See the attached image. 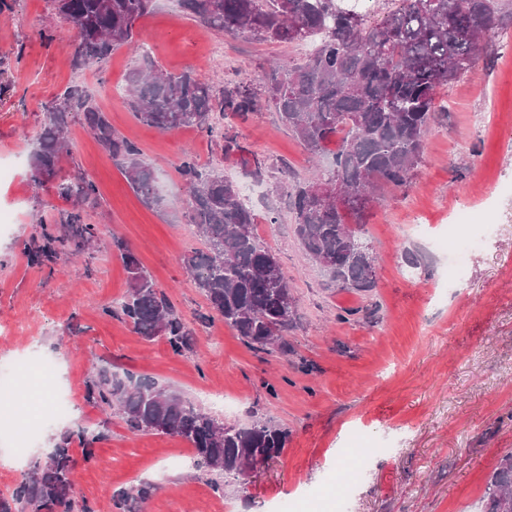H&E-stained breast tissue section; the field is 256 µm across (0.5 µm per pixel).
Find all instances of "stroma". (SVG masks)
Listing matches in <instances>:
<instances>
[{"mask_svg":"<svg viewBox=\"0 0 512 512\" xmlns=\"http://www.w3.org/2000/svg\"><path fill=\"white\" fill-rule=\"evenodd\" d=\"M483 45L474 67L441 89L447 109L424 138L410 186L387 190L368 209L365 239L378 260L374 288L359 292L330 285L299 245L288 187L307 178L312 162L276 112L262 105L247 119L225 118L242 147L228 156L197 130L144 125L126 100L128 75L146 55L166 71H194L219 93L235 82L262 86L270 61L299 62L312 42L227 35L188 16L179 0H155L133 46L75 69L78 42L52 0H9L0 9V211L12 222L0 228V323L15 332L0 335V363L27 358L34 345L56 364L55 376L36 372L19 387V420L57 393L76 413L44 427L20 453L23 467L0 463V495L19 483L25 464L51 451L59 431L80 425L108 434L91 458L72 447L74 498L94 512H117L114 494L142 481L156 487L144 512H317L321 498L341 512H479L490 475L512 451V23ZM72 82L92 89L113 128L139 147L165 203L145 207L122 168L73 125L63 166L96 185L99 203L85 220L100 229L99 245L88 257L35 264L25 243L71 204L51 186L35 189L32 139L42 105ZM188 152L233 181L268 226L263 237L299 314L287 357L250 349L210 318L182 268L201 246L181 206L178 165ZM257 159L266 166L260 178ZM463 205L483 245L452 282L439 243L449 211ZM122 244L193 328L184 355L106 314L127 289ZM411 253L418 267L408 266ZM106 363L198 406L205 396L224 397L235 410L214 407L212 416L239 426L272 420L287 429L288 444L246 485L215 492L180 437L131 433L87 400L94 366ZM360 435L379 453L358 469L349 449Z\"/></svg>","mask_w":512,"mask_h":512,"instance_id":"35a3bbf8","label":"stroma"}]
</instances>
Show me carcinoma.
Here are the masks:
<instances>
[{"instance_id": "obj_1", "label": "carcinoma", "mask_w": 512, "mask_h": 512, "mask_svg": "<svg viewBox=\"0 0 512 512\" xmlns=\"http://www.w3.org/2000/svg\"><path fill=\"white\" fill-rule=\"evenodd\" d=\"M56 15L77 31L79 44L71 66L79 69L108 59L133 42L134 29L153 0H53ZM345 0H181L183 9L207 26L226 34H250L265 41L292 43L308 28L317 45L295 65L270 68L263 84L266 102L278 112L313 157L341 136L331 170L319 169L296 185L293 194L295 232L305 254L336 282L356 291L375 283L371 249L354 246L361 238L363 216L384 188H403L422 159L423 140L430 130L439 91L469 71L479 58L482 38L512 12L503 0H398L380 24L368 23ZM258 92L243 84L224 86L216 97L212 86L191 72L171 74L151 61L133 70L128 104L144 124L160 131L197 128L224 141V154L241 150L236 136L214 122V114L244 119L255 111ZM80 123L108 155L118 162L131 189L148 205L161 203L152 167L137 146L119 134L92 93L70 83L42 105V120L30 155L33 181L59 177V197L73 202L59 224L43 227L40 237L25 245L32 262L55 263L74 252L94 248L99 229L84 220L83 205L96 203L97 188L84 176L61 175L68 152L66 133ZM187 195L188 223L196 225L205 250L183 259L210 308L255 351L268 355L288 349L286 332L296 320V304L278 257L257 233L258 217L234 183L198 163L189 153L181 159ZM335 180L340 196L322 199L310 189ZM127 272L123 298L107 307L148 340L163 336L173 353L190 346L193 329L159 290L138 257L115 242ZM87 396L104 408H117L134 433L172 434L195 451V468L211 476L212 487L224 490L231 477L244 484L249 467L279 456L288 431L269 420L248 427L224 425L181 394L151 379L120 378L101 366L87 383ZM78 440L86 457L103 431L81 427L64 431L45 458L7 496L0 512H92L73 498L69 445ZM155 487L132 486L115 495L121 512H138ZM482 512H512V453L505 454L488 480Z\"/></svg>"}]
</instances>
